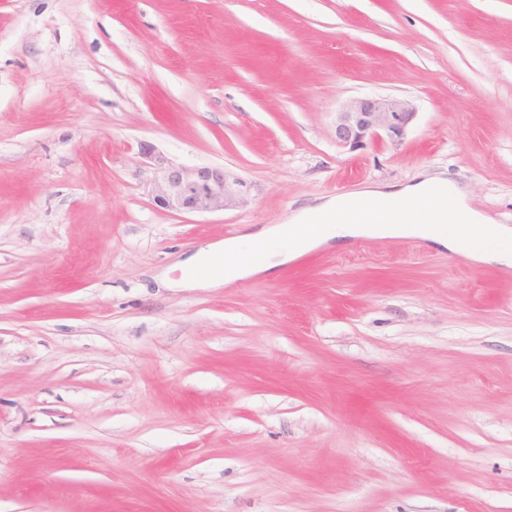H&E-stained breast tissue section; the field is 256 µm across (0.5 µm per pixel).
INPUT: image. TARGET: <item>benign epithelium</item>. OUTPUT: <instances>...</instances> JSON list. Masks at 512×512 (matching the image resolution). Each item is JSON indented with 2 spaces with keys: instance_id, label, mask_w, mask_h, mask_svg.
Wrapping results in <instances>:
<instances>
[{
  "instance_id": "1",
  "label": "benign epithelium",
  "mask_w": 512,
  "mask_h": 512,
  "mask_svg": "<svg viewBox=\"0 0 512 512\" xmlns=\"http://www.w3.org/2000/svg\"><path fill=\"white\" fill-rule=\"evenodd\" d=\"M416 116L407 99L358 96L346 101L332 127L337 144L358 149L369 140L402 141ZM141 155L152 171L148 191L162 209L187 214H207L239 208L249 202L246 181L218 165L175 164L148 145Z\"/></svg>"
}]
</instances>
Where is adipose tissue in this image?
I'll use <instances>...</instances> for the list:
<instances>
[{
  "mask_svg": "<svg viewBox=\"0 0 512 512\" xmlns=\"http://www.w3.org/2000/svg\"><path fill=\"white\" fill-rule=\"evenodd\" d=\"M359 237L420 238L475 264L512 267V226L495 223L456 183L436 176L365 185L305 205L284 223L200 246L185 266L184 283L219 288Z\"/></svg>",
  "mask_w": 512,
  "mask_h": 512,
  "instance_id": "ef3b65f1",
  "label": "adipose tissue"
}]
</instances>
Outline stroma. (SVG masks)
<instances>
[{
    "label": "stroma",
    "mask_w": 512,
    "mask_h": 512,
    "mask_svg": "<svg viewBox=\"0 0 512 512\" xmlns=\"http://www.w3.org/2000/svg\"><path fill=\"white\" fill-rule=\"evenodd\" d=\"M411 99L352 151L349 98ZM241 208L169 212L141 144ZM441 174L512 225V0H0V512H512V269L201 245Z\"/></svg>",
    "instance_id": "35a3bbf8"
}]
</instances>
